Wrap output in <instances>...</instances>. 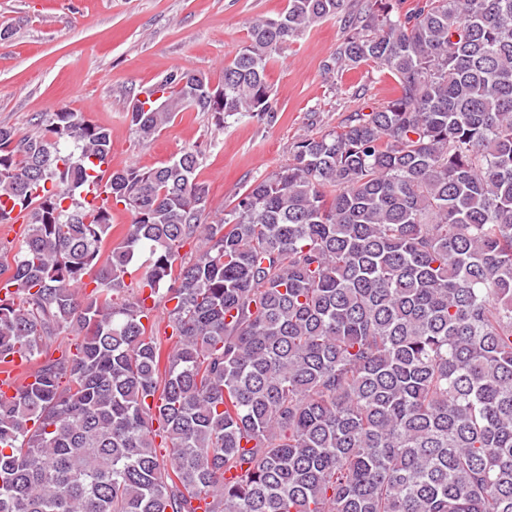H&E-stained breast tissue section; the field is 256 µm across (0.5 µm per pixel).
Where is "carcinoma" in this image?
Wrapping results in <instances>:
<instances>
[{
  "label": "carcinoma",
  "instance_id": "obj_1",
  "mask_svg": "<svg viewBox=\"0 0 512 512\" xmlns=\"http://www.w3.org/2000/svg\"><path fill=\"white\" fill-rule=\"evenodd\" d=\"M328 19L324 73L372 65L397 94L210 224L194 148L90 208L107 128L0 125V224H25L0 250V365L33 364L0 391V512H512V0H288L220 85L172 71L131 127L273 118L269 65Z\"/></svg>",
  "mask_w": 512,
  "mask_h": 512
}]
</instances>
